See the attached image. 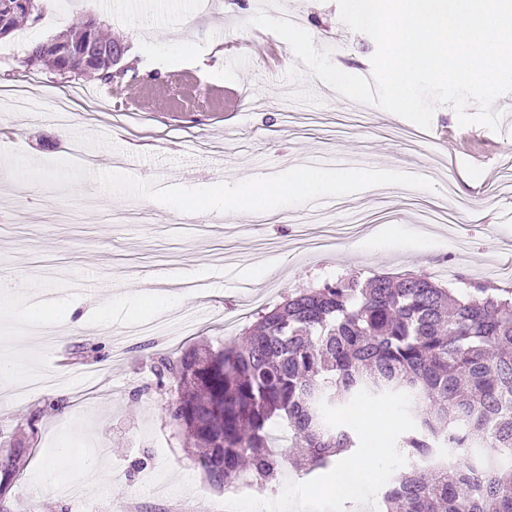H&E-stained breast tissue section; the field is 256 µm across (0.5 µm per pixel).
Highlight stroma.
Segmentation results:
<instances>
[{
	"mask_svg": "<svg viewBox=\"0 0 512 512\" xmlns=\"http://www.w3.org/2000/svg\"><path fill=\"white\" fill-rule=\"evenodd\" d=\"M43 19L0 40V88L30 83L32 111L0 112V142L15 141L28 158L49 163L75 146L96 157V171L124 172L162 186H209L287 170L296 164L389 169L432 182L429 190L386 186L338 198L235 218L204 213L196 221L144 198L95 187L90 192L15 181L0 169V276L11 281L0 307V356L25 371L52 376L53 387L27 390L26 379H0V450L23 443L27 467L11 480L7 512H213L225 491L209 486L167 409L173 384L158 386L155 353L179 356L193 345L214 347L240 338L253 322L258 296L271 307L297 289L345 273L450 275L479 281L512 263V186L500 171L512 161V127L460 126L455 111L436 108L430 129L377 105L350 100L318 82L291 46L248 24L259 10L299 18L316 48L332 49L352 74L371 73L376 46L346 28L335 0H44ZM95 15L130 47L135 65L122 91L100 94V81L76 80L81 99L66 125L41 121L59 78L18 66L31 44L68 29L79 14ZM243 91L236 106L220 89ZM148 90L154 109L129 101ZM453 212L470 248L455 250L444 224L426 225L427 239L405 249L360 247L365 235L390 224H412L419 211ZM126 214L125 222L112 220ZM366 215L356 224L354 215ZM268 274L251 282L249 266ZM46 301L55 322L24 321L29 302ZM257 305V306H258ZM63 400L61 410L50 404ZM79 430L71 478L88 464L106 475L88 484L81 502L51 483L64 427ZM330 474L286 467L282 488L309 489L336 512ZM279 489L252 483L250 496Z\"/></svg>",
	"mask_w": 512,
	"mask_h": 512,
	"instance_id": "obj_1",
	"label": "stroma"
}]
</instances>
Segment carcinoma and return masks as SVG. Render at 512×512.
Masks as SVG:
<instances>
[{
	"mask_svg": "<svg viewBox=\"0 0 512 512\" xmlns=\"http://www.w3.org/2000/svg\"><path fill=\"white\" fill-rule=\"evenodd\" d=\"M42 11L43 0H0V39ZM90 41L112 39L96 17L81 16L21 64L122 86L112 59L85 55ZM458 280L455 289L425 275L340 276L264 311L222 348L157 355L158 385H176L168 415L195 464L226 489L242 476L274 486L286 455L274 447L273 425L300 449L295 466L311 473L357 445L336 422V405L401 393L417 425L396 445L406 466L382 494L383 512H512V465L485 459L476 481L463 457L473 448L512 455V288ZM7 455L0 495L29 451L17 443Z\"/></svg>",
	"mask_w": 512,
	"mask_h": 512,
	"instance_id": "1",
	"label": "carcinoma"
}]
</instances>
